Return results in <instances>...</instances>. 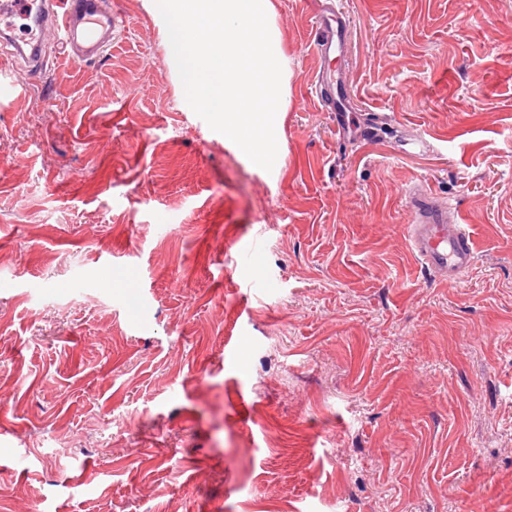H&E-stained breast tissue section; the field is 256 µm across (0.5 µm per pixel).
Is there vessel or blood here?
Wrapping results in <instances>:
<instances>
[{
    "label": "vessel or blood",
    "instance_id": "vessel-or-blood-1",
    "mask_svg": "<svg viewBox=\"0 0 512 512\" xmlns=\"http://www.w3.org/2000/svg\"><path fill=\"white\" fill-rule=\"evenodd\" d=\"M31 19L29 38L9 52L10 63L0 62V80L6 67L40 77L45 68L44 47L56 41L76 62L96 61L112 44L116 27L110 0H0V27L11 28L15 19ZM316 52L321 67L315 75L314 98L325 111L346 126L350 103L336 94V72L331 63L342 49L345 22L325 0L318 10ZM409 220L405 235L428 274L445 284L460 283L476 263L471 235L464 225L448 221V207L423 185L405 194Z\"/></svg>",
    "mask_w": 512,
    "mask_h": 512
}]
</instances>
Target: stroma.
I'll return each instance as SVG.
<instances>
[{
  "label": "stroma",
  "instance_id": "stroma-1",
  "mask_svg": "<svg viewBox=\"0 0 512 512\" xmlns=\"http://www.w3.org/2000/svg\"><path fill=\"white\" fill-rule=\"evenodd\" d=\"M0 104V512H512V0H273L264 172L188 105L149 0ZM420 183L469 227L423 279ZM319 26L316 39V52L323 66L316 72L314 98L327 112L336 114L339 126H347L350 111L349 99L342 95L336 96V71L330 63L336 58V51H342V37L345 22L336 14L333 4L322 3L318 10ZM409 215L405 235L429 275L458 284L476 263V251L464 224H448V207L421 184L405 194Z\"/></svg>",
  "mask_w": 512,
  "mask_h": 512
}]
</instances>
